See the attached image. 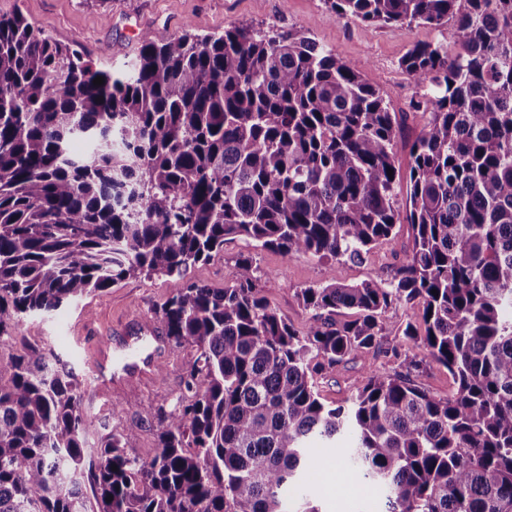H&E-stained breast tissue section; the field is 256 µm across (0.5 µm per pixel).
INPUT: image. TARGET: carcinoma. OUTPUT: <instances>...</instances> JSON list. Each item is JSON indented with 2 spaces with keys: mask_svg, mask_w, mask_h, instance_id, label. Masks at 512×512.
Here are the masks:
<instances>
[{
  "mask_svg": "<svg viewBox=\"0 0 512 512\" xmlns=\"http://www.w3.org/2000/svg\"><path fill=\"white\" fill-rule=\"evenodd\" d=\"M324 2L444 35L400 61L429 113L410 150L412 246L389 278L301 289V331L259 296L251 256L229 287L188 274L237 238L353 262L395 239L396 116L357 65L297 31L233 26L145 33L115 76L0 16V342L26 316L156 274L183 281L160 319L195 351L144 461L133 433L83 409L58 356L26 345L0 373V512H320L288 492L314 468L310 440L343 430L384 512H512V0ZM415 300L417 353L394 346L401 362L374 369L382 315ZM340 309L355 318L337 323ZM351 356L369 360L362 385L324 403L317 377ZM429 359L452 396L415 384Z\"/></svg>",
  "mask_w": 512,
  "mask_h": 512,
  "instance_id": "1",
  "label": "carcinoma"
}]
</instances>
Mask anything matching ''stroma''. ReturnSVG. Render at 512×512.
Masks as SVG:
<instances>
[{
	"label": "stroma",
	"instance_id": "stroma-1",
	"mask_svg": "<svg viewBox=\"0 0 512 512\" xmlns=\"http://www.w3.org/2000/svg\"><path fill=\"white\" fill-rule=\"evenodd\" d=\"M17 11L57 40L77 42L85 55L116 74L130 69L146 33L160 40L186 31L203 36L241 25L258 31L304 32L338 57L356 63L364 77L380 88L389 110L397 113L395 191L398 200L406 198L410 148L428 115L411 109L410 102L420 95L421 88L400 68L399 61L414 44L439 40L438 29L417 24L364 27L338 18L324 0H0V16ZM410 246L409 234L403 229L393 241L372 249L363 262L352 263L332 258H289L275 250L253 248L237 238L225 241L222 250L197 264L190 277L214 288L232 285L237 260L252 256L258 268L255 286L259 294L300 330L310 317L298 299L300 289L356 285L388 273ZM175 286L174 280L160 276L124 281L103 294L64 305L53 314L26 317L18 338L0 342V363L22 353L28 344L60 356L82 388L89 390L88 412L133 431L130 446L135 455L150 459L157 446L154 415L158 406L173 402L180 394L192 350L169 347L164 374L153 384L111 390L103 396L94 390L90 351L110 340L116 328L134 320L159 323L160 307ZM384 322V346L411 350L402 331L407 324H421L422 307L399 303L385 313ZM361 382L360 364L350 360L330 370L318 388L325 401L341 402L354 394ZM351 438L347 431L335 447L316 448L320 471L300 489L301 494L317 501L323 512H374L376 508L378 494L343 467L340 451L350 447Z\"/></svg>",
	"mask_w": 512,
	"mask_h": 512
}]
</instances>
